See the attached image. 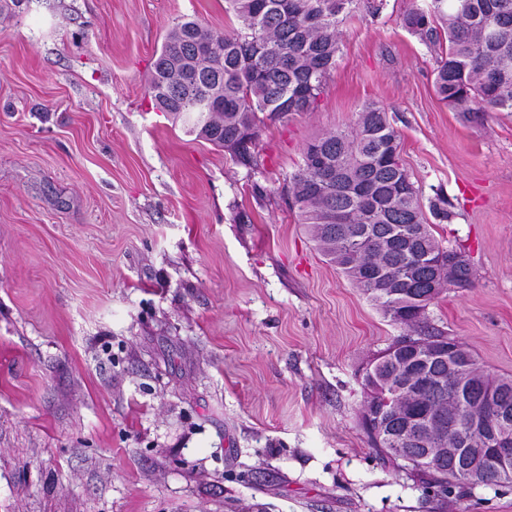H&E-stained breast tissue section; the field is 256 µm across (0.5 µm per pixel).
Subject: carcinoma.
I'll return each instance as SVG.
<instances>
[{
	"label": "carcinoma",
	"mask_w": 512,
	"mask_h": 512,
	"mask_svg": "<svg viewBox=\"0 0 512 512\" xmlns=\"http://www.w3.org/2000/svg\"><path fill=\"white\" fill-rule=\"evenodd\" d=\"M359 0H227L241 24L232 32L205 31L194 20L167 34L154 64L150 92L157 108L182 122L186 133L224 149L235 164L253 171L266 122H285L318 106L341 52L339 26ZM402 27L439 50L433 86L448 108L512 112V0H424L402 17ZM299 221L312 228L322 255L361 288L395 325L407 332L390 346L410 342L416 357L431 345L451 347L439 361L417 363L440 386H406L400 361L374 373L392 381L384 410L404 409L414 425L432 424L451 448L478 452L472 420L487 411L512 433V378H494L458 341L423 330L426 313L416 298L441 294L442 272L457 288L473 282L462 251L441 246L430 219L451 218L441 199L424 211L419 188L401 158V141L386 111L374 103L358 111L356 127L310 140L302 164L289 178ZM380 455L397 457L399 429L364 428ZM449 459L416 471L441 491L454 487ZM476 465L460 488L511 484Z\"/></svg>",
	"instance_id": "obj_1"
}]
</instances>
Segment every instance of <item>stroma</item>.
Segmentation results:
<instances>
[{
    "label": "stroma",
    "mask_w": 512,
    "mask_h": 512,
    "mask_svg": "<svg viewBox=\"0 0 512 512\" xmlns=\"http://www.w3.org/2000/svg\"><path fill=\"white\" fill-rule=\"evenodd\" d=\"M415 2L361 0L251 175L149 92L178 22L238 28L225 0H0V512H512V485L443 494L370 448L362 375L402 330L285 192L310 139L384 108L474 273L429 322L512 376V112L438 100Z\"/></svg>",
    "instance_id": "obj_1"
}]
</instances>
